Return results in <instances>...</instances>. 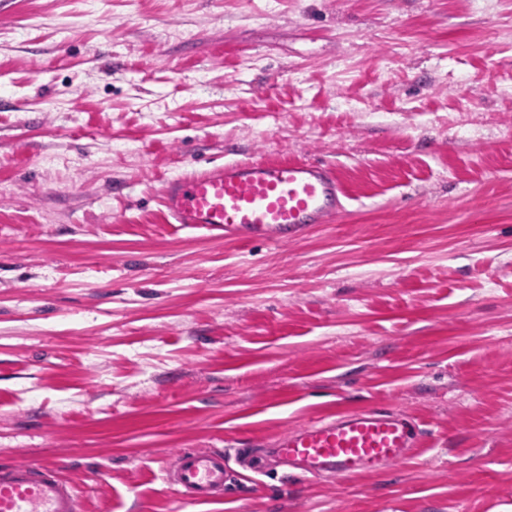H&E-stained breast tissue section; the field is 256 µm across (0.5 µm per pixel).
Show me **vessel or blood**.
Here are the masks:
<instances>
[{
  "mask_svg": "<svg viewBox=\"0 0 512 512\" xmlns=\"http://www.w3.org/2000/svg\"><path fill=\"white\" fill-rule=\"evenodd\" d=\"M164 206L175 223L240 242L284 245L343 207V183L327 165L308 160L227 162L195 169L162 183ZM425 445L414 420L370 411L325 416L279 433L271 443L303 473L345 476L375 472ZM163 481L182 505L224 498V454L184 449ZM0 512H83L76 487L58 460L18 459L0 468Z\"/></svg>",
  "mask_w": 512,
  "mask_h": 512,
  "instance_id": "vessel-or-blood-1",
  "label": "vessel or blood"
}]
</instances>
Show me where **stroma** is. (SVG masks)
Wrapping results in <instances>:
<instances>
[{"label": "stroma", "instance_id": "stroma-1", "mask_svg": "<svg viewBox=\"0 0 512 512\" xmlns=\"http://www.w3.org/2000/svg\"><path fill=\"white\" fill-rule=\"evenodd\" d=\"M512 0H0V466L83 512H512ZM334 166L274 246L168 224L185 163ZM346 409L430 425L372 473L239 469ZM223 452L227 501L160 472Z\"/></svg>", "mask_w": 512, "mask_h": 512}]
</instances>
